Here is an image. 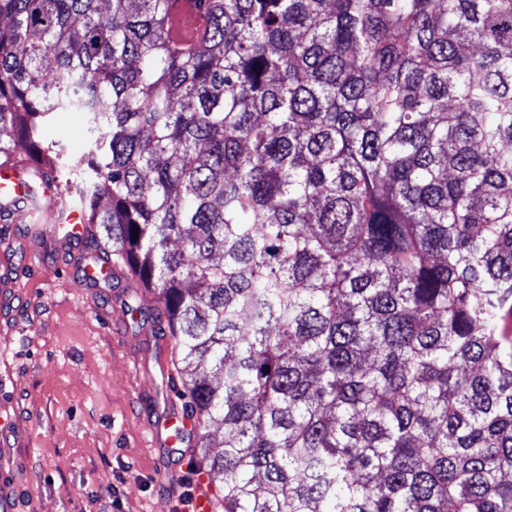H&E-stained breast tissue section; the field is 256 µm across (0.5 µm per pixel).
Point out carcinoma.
<instances>
[{
    "label": "carcinoma",
    "instance_id": "carcinoma-1",
    "mask_svg": "<svg viewBox=\"0 0 512 512\" xmlns=\"http://www.w3.org/2000/svg\"><path fill=\"white\" fill-rule=\"evenodd\" d=\"M182 9L0 0V164L156 295L220 506L512 512V0ZM47 136L62 142L76 160L85 142V122L79 113L57 112L48 128Z\"/></svg>",
    "mask_w": 512,
    "mask_h": 512
}]
</instances>
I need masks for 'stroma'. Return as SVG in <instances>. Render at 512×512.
<instances>
[{"label":"stroma","mask_w":512,"mask_h":512,"mask_svg":"<svg viewBox=\"0 0 512 512\" xmlns=\"http://www.w3.org/2000/svg\"><path fill=\"white\" fill-rule=\"evenodd\" d=\"M97 251L20 265L22 302L0 306V430L15 445L16 512H180L195 446L153 447L148 423L180 403L175 341L143 316L154 294L92 278Z\"/></svg>","instance_id":"stroma-1"}]
</instances>
